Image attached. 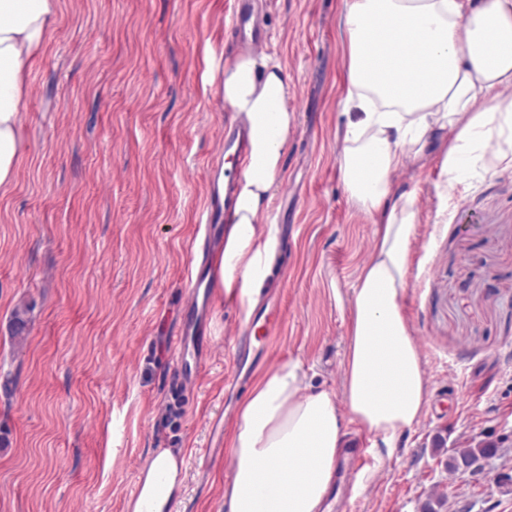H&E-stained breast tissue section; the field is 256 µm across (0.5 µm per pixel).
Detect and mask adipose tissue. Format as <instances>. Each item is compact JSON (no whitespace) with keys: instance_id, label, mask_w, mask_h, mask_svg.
Segmentation results:
<instances>
[{"instance_id":"obj_1","label":"adipose tissue","mask_w":512,"mask_h":512,"mask_svg":"<svg viewBox=\"0 0 512 512\" xmlns=\"http://www.w3.org/2000/svg\"><path fill=\"white\" fill-rule=\"evenodd\" d=\"M58 0H0V187L22 151L23 78L41 49ZM346 103L338 173L347 196L376 224L373 252L349 299L342 394L304 389L296 361H282L241 404L232 437L224 512H330L344 423L392 448L412 429L428 380L404 312L415 197L394 178L407 159L441 149L450 178L493 145L491 166L512 168V0H346ZM210 80L250 132L236 174L234 222L213 285L249 300L268 276L275 225H261L297 122L288 83L271 55L214 60ZM184 458L152 453L127 512H171Z\"/></svg>"}]
</instances>
